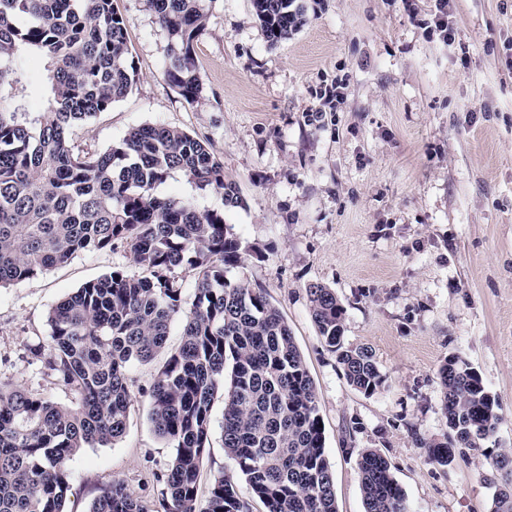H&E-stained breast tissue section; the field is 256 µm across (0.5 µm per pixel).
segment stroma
Listing matches in <instances>:
<instances>
[{
  "label": "stroma",
  "instance_id": "obj_1",
  "mask_svg": "<svg viewBox=\"0 0 512 512\" xmlns=\"http://www.w3.org/2000/svg\"><path fill=\"white\" fill-rule=\"evenodd\" d=\"M307 22L272 46L252 0H214L195 45L201 98L186 102L164 76L168 38L145 0H113L138 80L107 111L80 123L89 150L134 127H176L207 140L244 201L199 188L179 171L154 193L219 211L239 236L229 279L262 290L287 321L314 380L338 512H364L358 458L377 449L413 512H489L490 458L432 463L416 439H445L440 364L458 356L499 396L493 438L512 448V0H452L463 35L448 47L433 31L430 0H302ZM1 87L26 118L52 96L48 61L20 48ZM341 82L335 111L307 114ZM137 273L125 245L0 288V379L71 401L33 356L50 334L49 311L112 269ZM333 288L348 343L371 347L385 374L372 395L351 387L311 318L306 288ZM158 362L129 372L124 436L69 461L67 512H89L98 488L123 481L156 499L173 450L148 420ZM224 408L213 407V448L199 475L241 474L221 443Z\"/></svg>",
  "mask_w": 512,
  "mask_h": 512
}]
</instances>
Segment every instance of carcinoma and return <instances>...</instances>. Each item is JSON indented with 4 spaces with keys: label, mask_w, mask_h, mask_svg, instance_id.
<instances>
[{
    "label": "carcinoma",
    "mask_w": 512,
    "mask_h": 512,
    "mask_svg": "<svg viewBox=\"0 0 512 512\" xmlns=\"http://www.w3.org/2000/svg\"><path fill=\"white\" fill-rule=\"evenodd\" d=\"M213 2L146 0L168 36L165 77L189 103L202 93L194 43ZM252 2L272 45L306 21L298 0ZM22 47L48 58L53 97L27 122L0 93V286L117 243L129 247L140 273L114 269L50 310L48 342L34 356L72 393V404L0 381V512H65L68 462L82 448L122 438L128 368L163 352L149 410L153 431L174 448L157 477L161 497L146 502L114 481L99 489L90 512H247L237 484L222 472L206 501L198 497L219 397L224 452L267 512H337L316 388L288 323L261 290L224 276V266L240 259L239 238L224 214L152 194L179 170L238 207L243 199L224 179V165L206 141L173 127H135L104 151L73 141L75 124L109 109L137 82L112 0H0V61ZM306 291L319 336L347 382L377 392L386 376L368 347L345 342L335 291L319 283ZM177 319L182 339L167 351ZM439 378L449 434L443 442L421 439L420 447L441 466L461 448L485 454L503 419L498 396L459 357L444 360ZM358 466L365 512H411L382 454L366 448ZM492 467L491 512H512V448L494 455Z\"/></svg>",
    "instance_id": "1"
}]
</instances>
